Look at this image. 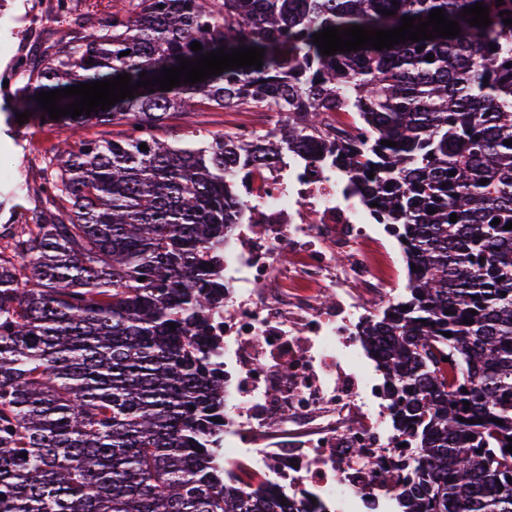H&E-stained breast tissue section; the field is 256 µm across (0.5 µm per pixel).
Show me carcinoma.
Masks as SVG:
<instances>
[{
	"mask_svg": "<svg viewBox=\"0 0 512 512\" xmlns=\"http://www.w3.org/2000/svg\"><path fill=\"white\" fill-rule=\"evenodd\" d=\"M478 2L487 27L462 17ZM434 9L459 36L331 56L313 44L328 26L393 29ZM508 11L512 0H128L103 27L55 43L14 112L130 134L62 140L44 160V193L61 206L0 228V512H286L224 487V370L208 315L224 233L244 209L226 171L315 149L378 203L417 268L365 332L391 420L418 448L396 512H512ZM240 46L265 49L262 68L141 87L75 118L52 120L34 99L124 73L160 78L181 57ZM195 102L284 119L259 140L157 135Z\"/></svg>",
	"mask_w": 512,
	"mask_h": 512,
	"instance_id": "obj_1",
	"label": "carcinoma"
}]
</instances>
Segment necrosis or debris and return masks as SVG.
<instances>
[{
    "mask_svg": "<svg viewBox=\"0 0 512 512\" xmlns=\"http://www.w3.org/2000/svg\"><path fill=\"white\" fill-rule=\"evenodd\" d=\"M228 182L247 206L209 318L224 361V479L317 512H385L416 452L362 336L394 302L373 216L319 157L283 155Z\"/></svg>",
    "mask_w": 512,
    "mask_h": 512,
    "instance_id": "necrosis-or-debris-1",
    "label": "necrosis or debris"
}]
</instances>
